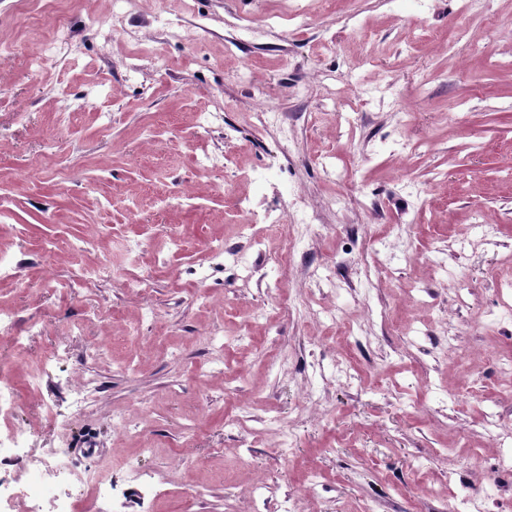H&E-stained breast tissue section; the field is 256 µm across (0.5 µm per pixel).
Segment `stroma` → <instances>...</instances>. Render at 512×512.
I'll return each instance as SVG.
<instances>
[{
    "mask_svg": "<svg viewBox=\"0 0 512 512\" xmlns=\"http://www.w3.org/2000/svg\"><path fill=\"white\" fill-rule=\"evenodd\" d=\"M296 4L64 0L42 21L0 0V250L18 263L0 373L20 383L63 352L0 437L110 470L112 512H249L238 469L280 502L317 478L315 512H448L445 490L496 512L512 474L487 419L512 428V377L478 354L512 352V0ZM269 106L289 136L261 126ZM297 196L321 221L284 272L296 213L268 233L239 201L277 214ZM173 230L192 252L223 239L205 282ZM93 261L95 292L67 295ZM129 266L154 273L148 296L113 284ZM213 333L224 373L205 382ZM80 377L98 390L77 408Z\"/></svg>",
    "mask_w": 512,
    "mask_h": 512,
    "instance_id": "35a3bbf8",
    "label": "stroma"
}]
</instances>
